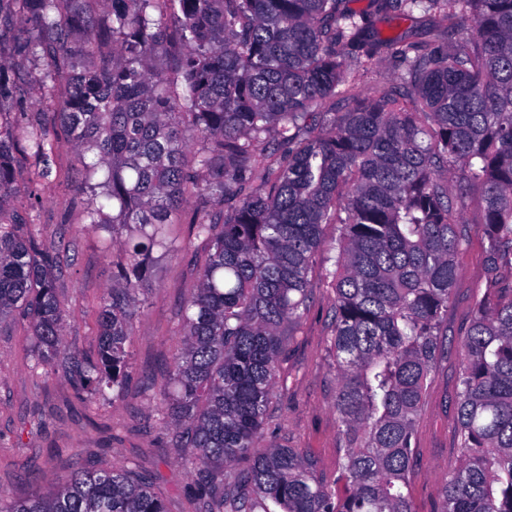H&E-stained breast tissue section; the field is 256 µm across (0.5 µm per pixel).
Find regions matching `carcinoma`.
I'll list each match as a JSON object with an SVG mask.
<instances>
[{
  "label": "carcinoma",
  "instance_id": "1",
  "mask_svg": "<svg viewBox=\"0 0 512 512\" xmlns=\"http://www.w3.org/2000/svg\"><path fill=\"white\" fill-rule=\"evenodd\" d=\"M11 2L0 101L18 89L5 72L10 55L38 52L59 68L72 55L99 57L112 40L109 61L72 79L64 112L52 111L50 74L29 75L45 95L27 148L45 175L50 129L69 127L87 174L106 170L86 185V217L125 251L100 304L96 355L60 356L65 269L4 208L16 191V136L0 127V322L26 316L33 369L65 370L89 404L120 393L154 249L170 250L168 228L187 198L210 200L220 210L191 224L208 259L183 303L184 348L162 389L174 447L196 450L185 464L200 512H415L416 425L447 356L442 322L471 231L448 194L460 163L482 185L476 230L489 278L459 346L461 462L436 512H512V287L500 281L512 269V0H375L393 19L418 11L442 15L450 31L467 24L444 52L374 34L351 0H103V28L87 0ZM75 28L84 38L73 47ZM353 45L388 58L399 83L321 122L313 109L341 93L357 65ZM162 56L173 60L166 77L154 72ZM193 139L203 146L189 164ZM329 224L338 490L303 449L256 448L286 347L281 328L307 311L311 256ZM0 512L166 508L134 468L79 466L39 496H0Z\"/></svg>",
  "mask_w": 512,
  "mask_h": 512
}]
</instances>
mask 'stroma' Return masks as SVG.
Here are the masks:
<instances>
[{
	"mask_svg": "<svg viewBox=\"0 0 512 512\" xmlns=\"http://www.w3.org/2000/svg\"><path fill=\"white\" fill-rule=\"evenodd\" d=\"M352 6L364 15L371 30L384 37L427 41L446 31L444 22L435 16L399 22L377 13L372 0H353ZM394 84L389 62L373 59L349 80L347 94L327 100L322 109L342 114ZM43 97L41 83L25 82L13 101L0 104V121L16 135H24L37 120L30 106ZM52 144L55 165L46 182L37 176L34 156L22 149L15 152L18 190L10 195L7 206L25 216L31 233L42 244L59 251L66 269L57 289L66 319L62 349L91 357L96 351L100 303L124 254L113 246L108 231L93 228L86 219V175L63 125L55 126ZM201 206L199 199H188L170 230L171 240L184 248L185 257L154 254L147 305L135 319L126 344L131 378L123 395L94 405L84 403L63 372L32 371L34 342L27 320L17 316L0 323L1 496L27 498L46 491L79 465L134 467L148 475L167 512H193L195 481L172 445V432L157 411L156 401L182 349L180 309L196 283L187 258L205 255L190 234V224ZM335 237V225H327V244ZM327 244L312 257L308 310L298 324L286 329L277 394L258 445L305 450L317 460L319 475L330 484L336 478L339 438L333 408L336 370L328 352L335 293L328 275ZM457 264L455 301L445 321L451 348L469 320L472 297L484 292L488 279L479 234H470ZM457 389V355L451 351L431 375L427 403L418 420L419 456L409 488L416 512H436L439 487L460 464L453 422Z\"/></svg>",
	"mask_w": 512,
	"mask_h": 512,
	"instance_id": "stroma-1",
	"label": "stroma"
}]
</instances>
